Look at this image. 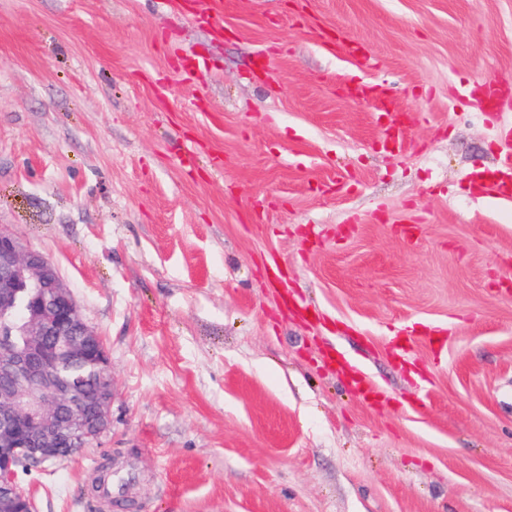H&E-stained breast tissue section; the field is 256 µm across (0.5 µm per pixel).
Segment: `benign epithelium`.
I'll return each mask as SVG.
<instances>
[{
  "label": "benign epithelium",
  "mask_w": 512,
  "mask_h": 512,
  "mask_svg": "<svg viewBox=\"0 0 512 512\" xmlns=\"http://www.w3.org/2000/svg\"><path fill=\"white\" fill-rule=\"evenodd\" d=\"M0 512H37L17 464L62 462L112 429V363L57 266L0 229ZM22 336L15 343L10 336ZM89 362L91 384L64 377Z\"/></svg>",
  "instance_id": "benign-epithelium-1"
}]
</instances>
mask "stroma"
Returning <instances> with one entry per match:
<instances>
[{"label":"stroma","mask_w":512,"mask_h":512,"mask_svg":"<svg viewBox=\"0 0 512 512\" xmlns=\"http://www.w3.org/2000/svg\"><path fill=\"white\" fill-rule=\"evenodd\" d=\"M200 8L0 0V228L114 387L37 512H512V0ZM501 166V177L488 186L487 194L495 199L512 201V155H506ZM132 478L130 470L119 474L110 472L101 477L97 485V497L103 507L115 512H123L120 510L128 509L126 491Z\"/></svg>","instance_id":"35a3bbf8"}]
</instances>
